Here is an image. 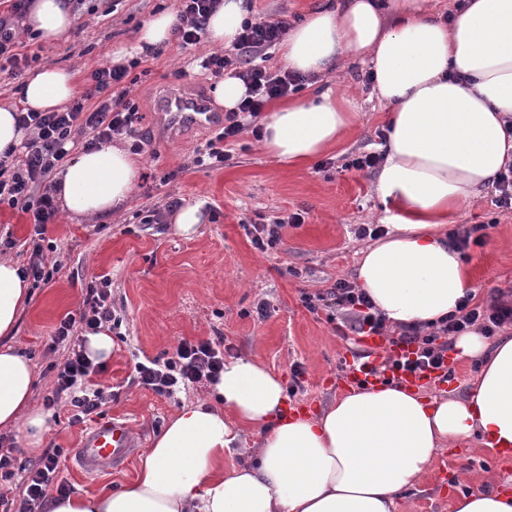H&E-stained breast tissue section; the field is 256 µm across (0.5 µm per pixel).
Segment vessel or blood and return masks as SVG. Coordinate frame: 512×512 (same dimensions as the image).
Masks as SVG:
<instances>
[{
    "mask_svg": "<svg viewBox=\"0 0 512 512\" xmlns=\"http://www.w3.org/2000/svg\"><path fill=\"white\" fill-rule=\"evenodd\" d=\"M158 110L162 118L173 128L215 125L224 115L209 100L172 92L164 96ZM363 344L370 354L369 360L354 361L347 366L350 380L354 384H373L376 380L371 372V357L380 355L386 341L380 336H366ZM137 445L128 421L115 418L97 423L84 436L76 453V463L87 476L94 477L123 465L134 457Z\"/></svg>",
    "mask_w": 512,
    "mask_h": 512,
    "instance_id": "vessel-or-blood-1",
    "label": "vessel or blood"
}]
</instances>
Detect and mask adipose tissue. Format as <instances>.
<instances>
[{
    "mask_svg": "<svg viewBox=\"0 0 512 512\" xmlns=\"http://www.w3.org/2000/svg\"><path fill=\"white\" fill-rule=\"evenodd\" d=\"M247 16L245 0H223L208 34L231 46ZM76 22L72 0H31L20 28L53 43ZM175 22L170 11L153 16L113 62L163 45ZM280 53L288 70L311 77L351 57L368 65L384 114L376 193L390 230L361 248L356 280L392 324L447 316L477 290L448 226L512 165V0H465L449 21L434 0H316ZM76 94L73 74L51 65L23 90L26 107L41 112ZM356 118L345 95L316 89L272 107L261 146L301 166L335 148ZM142 168L117 145L83 150L57 170L55 196L71 217L109 218L128 204ZM30 301L21 266L0 259V427L20 429L37 448L49 415L33 406L34 367L11 343ZM455 349L481 362L465 397L385 381L342 394L317 415L290 411L280 378L258 360L227 362L209 396L170 419L131 484L54 499L51 512H394L444 449L476 437L512 451V335L490 343L473 329ZM228 456L241 464L225 467ZM453 512H512V494L472 489L454 498Z\"/></svg>",
    "mask_w": 512,
    "mask_h": 512,
    "instance_id": "ef3b65f1",
    "label": "adipose tissue"
}]
</instances>
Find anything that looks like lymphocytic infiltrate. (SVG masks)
Listing matches in <instances>:
<instances>
[{"label":"lymphocytic infiltrate","instance_id":"lymphocytic-infiltrate-1","mask_svg":"<svg viewBox=\"0 0 512 512\" xmlns=\"http://www.w3.org/2000/svg\"><path fill=\"white\" fill-rule=\"evenodd\" d=\"M220 4L221 0H179L177 22L172 31L175 44L181 48L199 44L210 14ZM287 27L284 19L245 23L231 48L202 57L201 72L215 79L232 72L246 83L248 94L236 110L225 113L222 127L197 156V165L210 168L228 165L232 155L226 148L227 143L233 142L244 129L257 127L269 102L297 93L304 86L306 78L299 73L273 71L254 63L255 58L278 45ZM131 74V68L101 64L86 76L85 92L64 110L30 109L17 114L18 128L29 131L30 136L0 158V204L33 217L31 255L24 271L33 283L49 281L61 269L60 261L48 260L43 247L46 226L57 213L51 190L56 167L76 150L96 148L120 135L132 137V151L143 148L141 140L134 137L136 106L126 97V84ZM111 286V280L106 277L90 285L84 310L67 314L52 338L53 347L63 348L65 358L46 404L50 407L65 405L73 426L104 416L105 391L93 381L95 367L85 356L82 345L88 332L107 325L115 330L121 327L122 318L112 305ZM301 300L312 312L325 307L352 313V329L357 334L383 336L390 345L408 348V355L388 362V370L395 373L447 370V352L456 337L475 328L491 338L512 326L511 302L484 305L475 302L470 294L461 300L454 313L432 324L427 332L404 325L392 330L386 317L375 312L368 295L344 279L336 280L324 292L302 294ZM223 369L224 353L216 343L183 340L170 357L135 363L133 379L157 394L170 396L203 381H216ZM60 454V449H46L32 465L16 512H45L49 486H56L61 493L67 491V484L56 480Z\"/></svg>","mask_w":512,"mask_h":512}]
</instances>
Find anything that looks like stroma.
<instances>
[{
    "label": "stroma",
    "instance_id": "35a3bbf8",
    "mask_svg": "<svg viewBox=\"0 0 512 512\" xmlns=\"http://www.w3.org/2000/svg\"><path fill=\"white\" fill-rule=\"evenodd\" d=\"M313 0H248L251 20L288 19L301 23ZM79 13L65 39L43 45L40 62L69 69L77 81L109 54L129 47L143 24L162 11H174L177 0H125L112 12L110 0H93ZM210 42L181 50L175 44L142 57L150 74L128 85V97L138 114L135 138L143 142L145 177L120 217L98 224L60 213L46 233L47 244L62 264L49 282L32 291L12 343L33 362L38 374L37 405L51 395L63 351L50 348V338L67 313L83 305L87 287L100 276L112 281V300L123 318L121 339L112 357L97 367L94 379L112 394L107 417L126 418L141 449H148L170 418L187 401L203 396L206 386L174 396H161L131 379L135 356L166 358L178 342L210 340L223 343L225 359L255 358L292 384V369L301 365L302 388L294 405L314 410L327 406L343 391L346 362L364 353L355 333L340 335V315L321 309L312 313L302 293L315 294L336 280H353L361 239L356 225L380 217L374 184L376 170L345 168L346 157L376 151L382 129L379 106L368 98L366 69L348 62L343 72L319 77L320 86L348 93L359 114L356 128L340 148L329 151L331 165L315 158L290 167L264 152L252 130H244L228 146L234 160L223 168L197 167L193 157L211 138L212 129L173 130L160 119L159 98L174 89L190 97L211 96L216 79L190 68L195 57L213 51ZM132 138V139H135ZM132 139L123 138V145ZM486 190L459 213L458 223L487 225L482 245L471 247L468 263L478 286L477 301L489 302L501 293L512 299V215L500 213ZM204 201L206 222L200 236L188 240L175 234L169 221L174 208ZM160 211L159 222L146 223L148 212ZM304 224L285 226L281 242L265 252L247 237L248 224H269L296 211ZM32 215L0 205V256L27 263L25 241ZM12 247H4V240ZM266 313H259V304ZM44 446L62 448L59 468L71 491L89 495L104 487L122 488L134 480L139 459L111 473L87 478L75 468V451L84 436L69 426L68 413L49 411ZM466 473V487H485L488 478L512 482V463L477 447L462 444L443 451L425 480L424 493L396 512H452L448 491L457 474Z\"/></svg>",
    "mask_w": 512,
    "mask_h": 512
}]
</instances>
